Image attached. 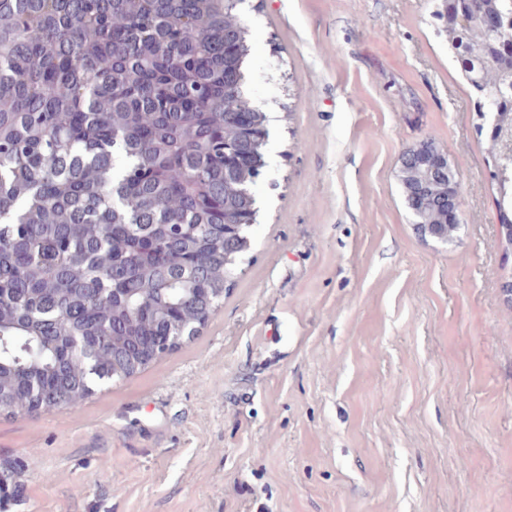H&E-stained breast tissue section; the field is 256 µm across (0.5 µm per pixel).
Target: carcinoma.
I'll return each mask as SVG.
<instances>
[{
  "label": "carcinoma",
  "instance_id": "carcinoma-1",
  "mask_svg": "<svg viewBox=\"0 0 512 512\" xmlns=\"http://www.w3.org/2000/svg\"><path fill=\"white\" fill-rule=\"evenodd\" d=\"M242 2L0 0V414L77 411L224 300L269 136L236 79L253 47ZM494 13L512 0L435 13L492 170L512 114L509 64L489 65L512 32L477 22Z\"/></svg>",
  "mask_w": 512,
  "mask_h": 512
}]
</instances>
